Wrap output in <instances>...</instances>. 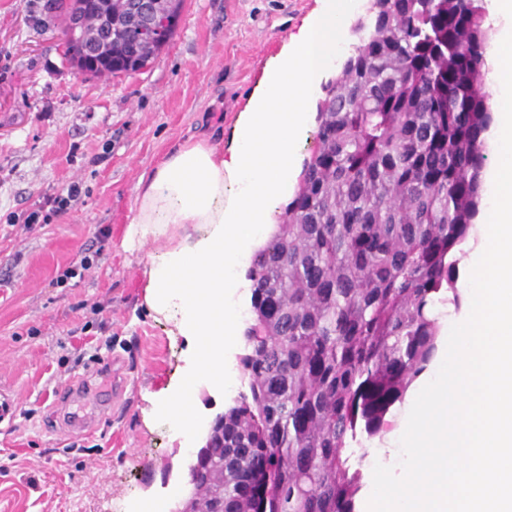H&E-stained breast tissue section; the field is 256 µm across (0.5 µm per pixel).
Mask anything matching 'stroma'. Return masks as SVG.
I'll return each mask as SVG.
<instances>
[{
    "mask_svg": "<svg viewBox=\"0 0 512 512\" xmlns=\"http://www.w3.org/2000/svg\"><path fill=\"white\" fill-rule=\"evenodd\" d=\"M317 0H184L144 71L103 81L63 57L57 0H0V512H130L166 498L193 460L151 398L193 352L144 302L150 254L121 247L141 174L201 130L229 146L266 67ZM49 223L30 211L70 184ZM102 252H94L98 234ZM88 269H80L81 258ZM112 384L110 421L55 425L71 379ZM80 196L79 186L76 184H72L67 188L66 195L58 194L52 198H49L46 202V206H50V210L48 213L42 214V209L32 211L25 218V224L33 225V224H45L47 223L52 216L62 214L66 212L71 206L72 202H76Z\"/></svg>",
    "mask_w": 512,
    "mask_h": 512,
    "instance_id": "stroma-1",
    "label": "stroma"
}]
</instances>
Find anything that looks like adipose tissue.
<instances>
[{"mask_svg":"<svg viewBox=\"0 0 512 512\" xmlns=\"http://www.w3.org/2000/svg\"><path fill=\"white\" fill-rule=\"evenodd\" d=\"M355 7V0H319L238 117L229 148L201 134L139 179L121 246L133 252L147 240L165 239L149 257L144 301L195 343L193 368L154 402L177 436L197 435L196 392L202 382L222 379L224 353L241 331L235 313L241 273L292 199L300 174L296 147Z\"/></svg>","mask_w":512,"mask_h":512,"instance_id":"obj_1","label":"adipose tissue"}]
</instances>
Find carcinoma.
<instances>
[{"mask_svg": "<svg viewBox=\"0 0 512 512\" xmlns=\"http://www.w3.org/2000/svg\"><path fill=\"white\" fill-rule=\"evenodd\" d=\"M183 0H149L153 15ZM137 0H69L64 35L90 75L146 69L173 39L140 37ZM485 0H391L323 87L317 144L247 271V392L197 451L187 512H354L364 456L429 365L436 308L459 307L461 249L481 205L491 122Z\"/></svg>", "mask_w": 512, "mask_h": 512, "instance_id": "obj_1", "label": "carcinoma"}]
</instances>
